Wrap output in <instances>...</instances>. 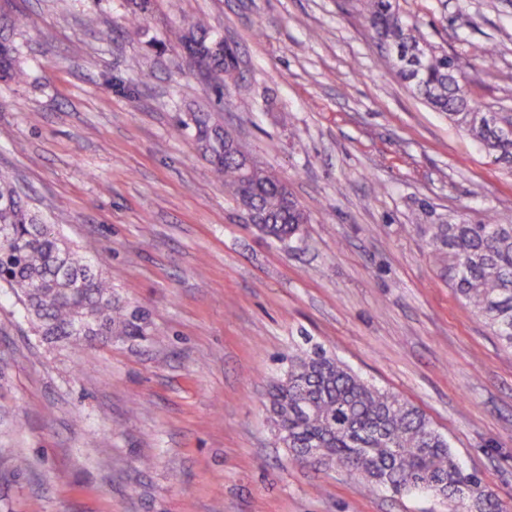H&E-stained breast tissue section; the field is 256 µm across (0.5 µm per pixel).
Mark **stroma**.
Segmentation results:
<instances>
[{"mask_svg": "<svg viewBox=\"0 0 512 512\" xmlns=\"http://www.w3.org/2000/svg\"><path fill=\"white\" fill-rule=\"evenodd\" d=\"M512 112V0H398ZM29 77L0 82V174L89 260L146 336L50 342L0 288V512H448L362 494L292 460L266 407L320 346L417 407L512 499V350L448 287L426 225L512 224V167L399 79L360 0H0ZM204 21L235 45L223 98L166 42ZM496 47L485 59L486 47ZM211 112L306 208L261 235L200 155Z\"/></svg>", "mask_w": 512, "mask_h": 512, "instance_id": "35a3bbf8", "label": "stroma"}]
</instances>
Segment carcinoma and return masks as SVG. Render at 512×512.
<instances>
[{
	"mask_svg": "<svg viewBox=\"0 0 512 512\" xmlns=\"http://www.w3.org/2000/svg\"><path fill=\"white\" fill-rule=\"evenodd\" d=\"M364 21L378 43L394 51L399 77L435 111L442 112L488 151L512 164L511 112H482L467 89L456 59L438 50L418 25L400 16L394 0H363ZM16 21L0 18V81L25 78L11 32ZM176 44L196 61L216 97L236 77L237 51L202 23L174 31ZM215 118L196 112L183 122L192 130L215 177L236 200L250 198L268 223L255 228L281 242L298 238L293 210L281 204L282 182L269 171L248 182L241 168L245 150L208 135ZM431 253L458 297L512 349V224L491 215L471 224H431ZM0 287L12 290L27 317L55 342L145 335L146 317L112 298L99 266L39 221L17 187L0 175ZM269 412L278 444L296 461L321 448L324 462L347 469L365 491L395 495L433 494L448 512H512L474 473L464 469L448 439L417 407L365 381L333 353L316 347L288 355V370L273 381Z\"/></svg>",
	"mask_w": 512,
	"mask_h": 512,
	"instance_id": "carcinoma-1",
	"label": "carcinoma"
}]
</instances>
